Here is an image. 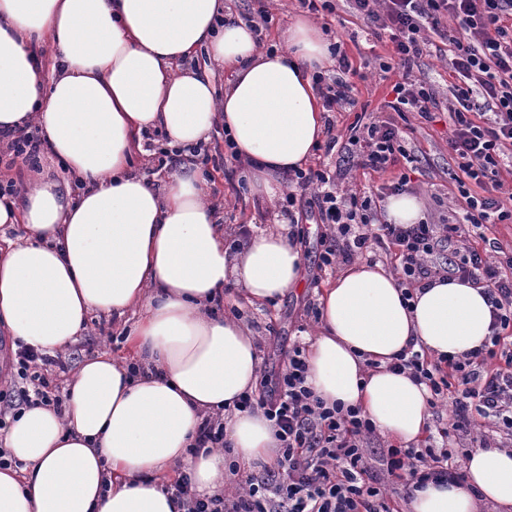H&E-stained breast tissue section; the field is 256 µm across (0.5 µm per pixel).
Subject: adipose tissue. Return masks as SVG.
<instances>
[{"mask_svg": "<svg viewBox=\"0 0 512 512\" xmlns=\"http://www.w3.org/2000/svg\"><path fill=\"white\" fill-rule=\"evenodd\" d=\"M224 0H0V132L37 125L63 172H30L20 197L0 201V321L53 355L91 315L120 321L128 356L100 353L76 372L63 411L24 408L8 428L13 463L0 466V512H177L162 480L185 470L198 493L224 489V452L195 450L204 412L225 414L243 469L273 464L280 442L262 413L240 412L261 359L253 330L215 304L234 287L267 305L299 286L300 247L274 218L229 249L207 177L195 164L148 181L147 136L170 147L227 128L250 194L286 190L320 143L324 112L311 74L333 67L330 42L296 17L282 50L259 47L246 23L217 27ZM59 71L44 83L43 46ZM206 52L209 64L193 59ZM230 70L224 91L212 80ZM380 264L358 261L326 283L305 337L307 384L326 406L358 407L403 447L429 432L430 392L390 364L406 349L460 355L488 343L482 287L435 277L405 301ZM512 512V451L474 449L466 482H427L409 512Z\"/></svg>", "mask_w": 512, "mask_h": 512, "instance_id": "adipose-tissue-1", "label": "adipose tissue"}]
</instances>
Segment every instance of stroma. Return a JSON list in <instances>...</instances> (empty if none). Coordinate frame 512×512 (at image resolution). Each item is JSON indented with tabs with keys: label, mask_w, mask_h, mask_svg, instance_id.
Listing matches in <instances>:
<instances>
[{
	"label": "stroma",
	"mask_w": 512,
	"mask_h": 512,
	"mask_svg": "<svg viewBox=\"0 0 512 512\" xmlns=\"http://www.w3.org/2000/svg\"><path fill=\"white\" fill-rule=\"evenodd\" d=\"M325 21L331 42L341 44L361 73L355 90L357 110L340 109L330 115L336 134L343 137L355 122L358 110L379 112L396 75L380 70L379 58L386 55L387 49L351 13L346 0H339L335 13L326 16ZM417 76L437 90L441 109L428 119L414 112L405 113L399 125L417 157L408 170L411 182L423 203L426 216L436 219L447 214L448 210L459 209L462 204L460 197L454 194L453 175L457 167L448 155L453 79L448 70L447 52L436 50L424 58ZM240 172V164L236 161L225 162L210 171L215 182L213 194L224 200V222L231 229L250 221L255 226H264L274 209L267 201L248 196L239 180ZM303 228L305 234L300 244L305 274L301 289L261 308L243 302L236 308L238 315L256 333L262 358V387L266 390L273 387L289 350L302 345L303 332L310 330L315 323L313 310L319 304L326 282L335 279L340 271L336 265L326 268L317 265L322 225L310 219L304 221Z\"/></svg>",
	"instance_id": "35a3bbf8"
}]
</instances>
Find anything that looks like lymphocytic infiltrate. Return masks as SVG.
Segmentation results:
<instances>
[{
    "mask_svg": "<svg viewBox=\"0 0 512 512\" xmlns=\"http://www.w3.org/2000/svg\"><path fill=\"white\" fill-rule=\"evenodd\" d=\"M353 13L376 37L386 38L389 54L383 72L395 71L393 100L382 105L386 116L351 128L349 141L359 148L355 164L384 172L413 156L394 121L395 115L427 116L438 107L432 86L419 81L414 69L429 46V34L451 47L448 67L455 76V103L449 112L453 129L448 151L458 161L456 182L467 208L448 221L422 220L388 224L378 208L391 196L410 192L407 175L382 185L377 193L357 195L342 185L345 169H296L289 185L312 189L308 202L322 235L320 266L348 261L364 252L394 256L402 286L411 289L445 273L482 286L492 307L490 346L459 356L429 358L415 351L397 356L393 368L409 372L430 388L433 401H447L451 417L438 434L440 445L417 450L382 449L383 475L372 472L365 441L374 425L359 409L327 407L306 384L301 348H293L269 391L243 394L235 407L262 411L278 429L281 443L275 467L262 476L242 477L241 493L198 495L188 475L168 486L180 512H394L389 496L412 497L430 480L458 479L462 473L451 439L470 435L475 418L493 421L512 436V252L500 242L481 246L487 225L512 221V0H348ZM337 64L313 76L325 111L354 105L356 67L340 45H333ZM473 228L475 237L465 234ZM448 252L445 262L437 253ZM61 357L18 346L10 363L12 393L0 391V430L7 415L33 405L62 407L58 378L67 372Z\"/></svg>",
    "mask_w": 512,
    "mask_h": 512,
    "instance_id": "obj_1",
    "label": "lymphocytic infiltrate"
}]
</instances>
